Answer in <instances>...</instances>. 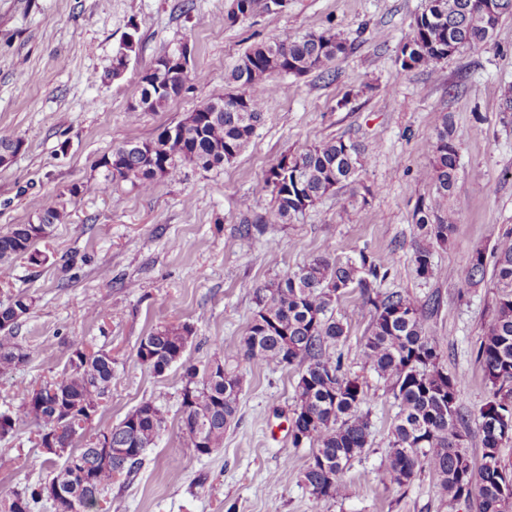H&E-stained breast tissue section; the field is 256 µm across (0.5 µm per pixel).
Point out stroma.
I'll list each match as a JSON object with an SVG mask.
<instances>
[{
  "instance_id": "stroma-1",
  "label": "stroma",
  "mask_w": 512,
  "mask_h": 512,
  "mask_svg": "<svg viewBox=\"0 0 512 512\" xmlns=\"http://www.w3.org/2000/svg\"><path fill=\"white\" fill-rule=\"evenodd\" d=\"M232 0H0V129L23 141L0 167V233L29 224L50 195L100 180L99 159L112 146L145 141L173 125L198 101L225 91L224 75L251 46L299 38L333 26L351 51L322 71L283 75L265 100V121L251 146L210 170L187 165L152 191L112 185L80 195L67 223L40 241L41 263L21 258L0 275V301L25 292L36 304L16 334L27 360L0 376V412L15 411L22 389L59 378L75 347L112 353V394L96 415L99 431L118 424L146 400L162 408L166 427L130 480L112 487V512H448L436 476L422 470L405 485L382 482L385 446L398 405L360 356L370 315L352 293L336 315L348 322L337 345L348 376L363 390L361 410L374 444L351 461L345 498H315L303 481L309 445L292 446L290 421L300 366H253L240 342L256 311V288L316 257L368 249L395 263L384 291H407L438 304L425 324L438 337L440 365L460 378L458 403L468 416V451L481 461L477 417L490 387L476 358L499 290L492 277L461 278L476 250L491 251L512 228V112L502 94L512 85V16L490 43L464 49L434 71L404 70L400 44L425 0H288L277 17L229 23ZM135 33L137 48L124 75L108 76L115 47ZM191 47L189 81L162 112L129 117L143 72L180 41ZM450 113L460 163L453 205L457 223L435 246L437 269L418 277L412 245L415 205L430 193L418 174L431 160L439 113ZM353 141L369 159L359 182L323 196L298 220L269 225L253 243L237 240L251 197L256 211L269 162L331 138ZM373 189L366 205L356 197ZM162 323H188L195 334L185 362L223 355L243 380L239 411L211 455L182 453L184 364L158 376L136 360L140 340ZM0 504L45 482L49 463L34 425L0 439Z\"/></svg>"
}]
</instances>
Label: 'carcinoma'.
Returning <instances> with one entry per match:
<instances>
[{
  "label": "carcinoma",
  "instance_id": "carcinoma-1",
  "mask_svg": "<svg viewBox=\"0 0 512 512\" xmlns=\"http://www.w3.org/2000/svg\"><path fill=\"white\" fill-rule=\"evenodd\" d=\"M496 16L487 11V0H426L402 42L397 62L404 70H435L464 48H479L492 38L505 16H512V0H498ZM276 0H233L230 23L262 15L275 17ZM351 48L347 38L333 28L300 39H272L255 44L225 74L229 91L199 102L173 126L152 139L112 147V165L98 164L106 184L128 182L142 192L176 173L185 165L204 170L234 161L252 143L264 121L265 97L278 89L276 75L303 76L324 70ZM191 74L155 71L144 74L138 88L141 105L129 108L132 117L163 112L179 97ZM436 138L431 144L429 167L419 177L431 186L428 197L415 206L412 219L420 231L413 249L415 271L420 277L435 273L434 245H444L454 231L456 212L449 205L456 189L459 167L457 136L448 113L438 115ZM368 164L359 146L343 138L314 144L297 155L274 159L265 172L264 188L271 205L236 228L237 237L249 242L268 224H286L302 216L324 195L354 183ZM74 195L62 192L46 199L32 224H14L0 233V267L25 257L41 262L35 245L48 238L57 224L69 218L67 205ZM492 278L501 288L494 316L485 325L477 359L491 397L481 408L478 426L483 463L475 465L467 449L468 426L457 404L460 379L438 367L440 342L424 332L432 302L394 291H381L393 261L361 249L353 256L313 258L295 270L255 289L257 311L241 341L244 359L253 365L285 367L302 365L297 383L291 443L313 448L312 461L303 480L317 498H343L349 494L346 467L371 447L367 416L360 409L362 390L355 378L342 371L341 359L332 352L346 334L343 321L334 316L342 297L356 291L359 311L371 314V328L361 347L364 365L388 384L398 403L397 422L387 437L388 464L383 479L393 484L411 482L426 467L438 478L448 512L467 504L475 512H512V470L503 468L498 452L512 439V228L498 234L493 250ZM487 274L483 252H476L463 275L478 283ZM35 298L12 296L0 304V375L9 374L27 360L23 347L12 336L30 313ZM194 335L188 323L160 324L144 336L136 350L137 362L157 375L182 361ZM114 370L112 353L88 351L77 346L70 368L60 378L21 393L18 409L0 413V438L16 432L27 419L37 428L39 446L54 444L67 452L50 480L57 481L73 499L71 512H99L119 479L136 473L146 449L154 446L166 418L147 400L109 429L112 447L124 449L108 463L98 459L95 441L75 446V420L86 427L109 396ZM181 419L185 434L182 452L188 457L206 455L195 441L204 433L211 451L224 446V432L235 419L242 392L240 375L224 371L219 378L188 365L184 371ZM82 457L86 476L70 472L71 457ZM45 499L42 486L16 495L0 512H34Z\"/></svg>",
  "mask_w": 512,
  "mask_h": 512
}]
</instances>
